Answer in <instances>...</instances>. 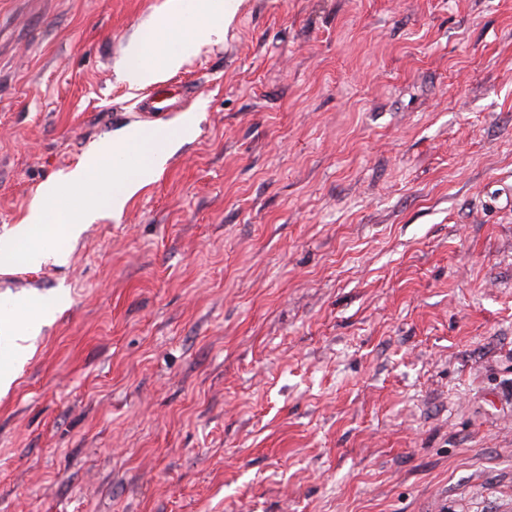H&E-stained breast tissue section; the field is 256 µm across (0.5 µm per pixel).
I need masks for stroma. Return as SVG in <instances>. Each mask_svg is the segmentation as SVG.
Here are the masks:
<instances>
[{
	"instance_id": "1",
	"label": "stroma",
	"mask_w": 512,
	"mask_h": 512,
	"mask_svg": "<svg viewBox=\"0 0 512 512\" xmlns=\"http://www.w3.org/2000/svg\"><path fill=\"white\" fill-rule=\"evenodd\" d=\"M0 0V244L132 126L156 179L0 306L64 297L0 389V512H512V0ZM178 18V29L168 31L159 27L156 37L149 43H136L128 47L124 74L138 86L157 81L163 71L178 68L183 58L195 51L201 37L219 35L224 29V17L232 15L236 0H173Z\"/></svg>"
}]
</instances>
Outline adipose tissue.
I'll list each match as a JSON object with an SVG mask.
<instances>
[{
  "label": "adipose tissue",
  "instance_id": "1",
  "mask_svg": "<svg viewBox=\"0 0 512 512\" xmlns=\"http://www.w3.org/2000/svg\"><path fill=\"white\" fill-rule=\"evenodd\" d=\"M237 7L236 0H174L176 30L159 28L151 42L128 47L124 63L127 80L146 86L155 83L162 72L178 68L183 58L194 52L200 38L220 34L225 17L232 15ZM59 305V300L49 298L25 304V316L13 338L0 347V383H10L12 363L28 358L30 348L23 345V337L36 332L40 319Z\"/></svg>",
  "mask_w": 512,
  "mask_h": 512
}]
</instances>
